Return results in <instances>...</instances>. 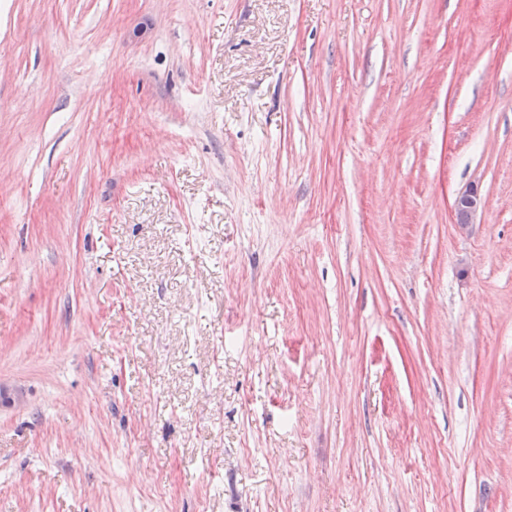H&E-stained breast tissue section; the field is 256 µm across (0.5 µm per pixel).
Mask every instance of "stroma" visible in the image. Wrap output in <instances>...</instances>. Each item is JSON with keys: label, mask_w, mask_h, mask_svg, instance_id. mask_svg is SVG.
Returning <instances> with one entry per match:
<instances>
[{"label": "stroma", "mask_w": 512, "mask_h": 512, "mask_svg": "<svg viewBox=\"0 0 512 512\" xmlns=\"http://www.w3.org/2000/svg\"><path fill=\"white\" fill-rule=\"evenodd\" d=\"M0 512H512V0H0ZM484 201L475 188H469L456 194L452 212L455 217L456 224H473L478 216L482 213ZM464 213V218L459 220L458 213Z\"/></svg>", "instance_id": "obj_1"}]
</instances>
